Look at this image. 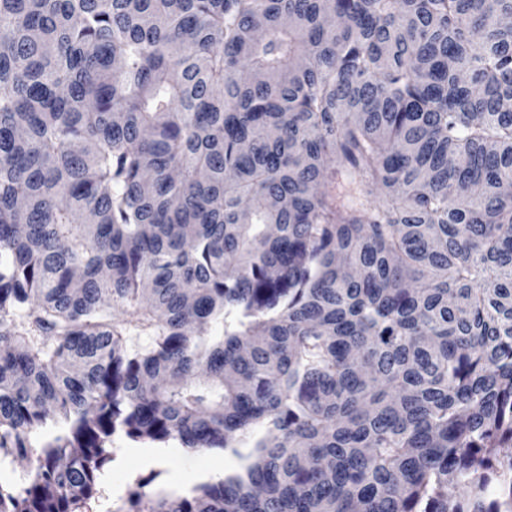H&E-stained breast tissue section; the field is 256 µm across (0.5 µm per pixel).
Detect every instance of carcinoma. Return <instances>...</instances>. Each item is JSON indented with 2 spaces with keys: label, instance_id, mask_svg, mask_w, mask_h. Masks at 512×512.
Returning <instances> with one entry per match:
<instances>
[{
  "label": "carcinoma",
  "instance_id": "1",
  "mask_svg": "<svg viewBox=\"0 0 512 512\" xmlns=\"http://www.w3.org/2000/svg\"><path fill=\"white\" fill-rule=\"evenodd\" d=\"M511 185L512 0H0V512H512ZM114 460L105 473L102 482L101 497L92 500L84 509L87 512H115L119 499L125 495L128 487L138 478L152 481L144 487L148 494L155 493L160 487L169 491L181 492L171 489L170 478L175 474H189L176 477L172 484L184 488L192 483L194 476L209 474L214 477L224 475V471L233 465L228 455H222L214 450L187 451L181 448L177 440L170 441L164 459L158 463H146L130 454L131 448H150L149 443H136L129 441L121 434L112 437ZM156 472H159L154 479ZM194 475V476H191ZM112 510V511H111Z\"/></svg>",
  "mask_w": 512,
  "mask_h": 512
}]
</instances>
